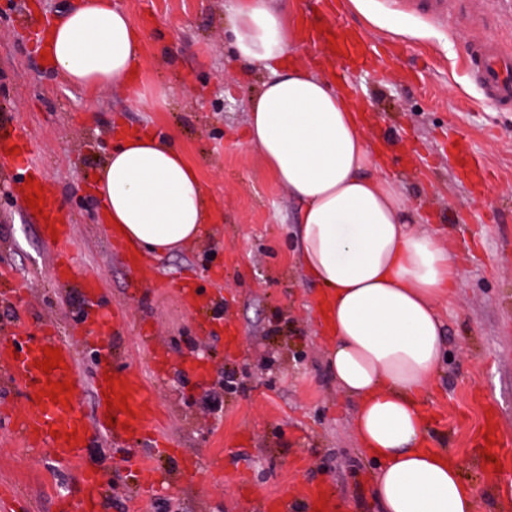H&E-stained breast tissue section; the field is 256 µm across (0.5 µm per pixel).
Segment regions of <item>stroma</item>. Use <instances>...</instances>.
<instances>
[{
	"label": "stroma",
	"instance_id": "35a3bbf8",
	"mask_svg": "<svg viewBox=\"0 0 512 512\" xmlns=\"http://www.w3.org/2000/svg\"><path fill=\"white\" fill-rule=\"evenodd\" d=\"M15 2L0 0V115L36 135L59 221L98 280L107 313L118 316V360L142 375L176 451L148 452L156 486L141 499L125 468L130 442L97 439L77 467L59 468L0 426V500L13 512H59L60 497L76 495L81 470L93 468L107 480V512H159L164 502L168 512H258L262 497L296 493L304 482L331 484L354 512H376V466L355 440V404L327 370L317 324L322 290L296 261L303 206L246 141L247 110L265 75L235 58L224 30L227 0H118L142 32L141 73L152 91L143 102L131 92L69 85L42 56L37 32L79 0H28L30 29L19 25ZM334 3L349 29L395 46L396 56L347 74L345 83L370 117L368 137L393 145L385 177L463 259L462 286L439 308L450 359L426 407L440 422L437 442L482 488L489 472L474 448L483 416L512 435V109L485 103L467 50L486 37L512 52V0H465L442 21L403 0H372L390 20L425 29L418 38L368 27L346 0ZM119 124L171 135L198 168L214 211L200 242L143 258L138 269L109 234L93 193ZM458 139L492 173L482 192L455 167ZM11 168L0 157V270L15 274L36 321L76 344L78 369L91 378L97 355L84 341L90 327L78 322L82 300L58 284L50 244L24 211ZM188 277L198 280L207 317L181 301ZM158 352L167 359L161 375ZM197 361L206 377L192 373ZM215 457L223 468L210 467ZM188 458L201 471L183 484L175 476Z\"/></svg>",
	"mask_w": 512,
	"mask_h": 512
}]
</instances>
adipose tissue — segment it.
<instances>
[{"mask_svg":"<svg viewBox=\"0 0 512 512\" xmlns=\"http://www.w3.org/2000/svg\"><path fill=\"white\" fill-rule=\"evenodd\" d=\"M224 20L236 58L266 73L248 140L303 204L297 258L323 290L328 365L356 400L353 432L378 468L379 512H479L477 485L432 447L423 403L447 356L438 305L462 286L460 255L382 175L363 107L337 86L332 64L297 56L292 7L231 0ZM43 49L72 85L147 95L134 75L141 33L115 0H83L57 16ZM94 192L116 239L153 255L197 243L211 221L197 167L171 137L146 130L116 128Z\"/></svg>","mask_w":512,"mask_h":512,"instance_id":"adipose-tissue-1","label":"adipose tissue"}]
</instances>
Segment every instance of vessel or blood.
<instances>
[{"label": "vessel or blood", "mask_w": 512, "mask_h": 512, "mask_svg": "<svg viewBox=\"0 0 512 512\" xmlns=\"http://www.w3.org/2000/svg\"><path fill=\"white\" fill-rule=\"evenodd\" d=\"M333 52L337 63H355L370 66L372 57L363 51L352 34L337 39ZM477 64L474 76L489 105L512 104V55L496 53L490 42L474 46ZM34 140L21 124L0 123V154H11L12 176L16 179L33 178L43 189L42 208L46 215L40 229L49 237L55 260L67 282L79 288L83 297L84 318L100 319L103 294L97 281L87 269L72 258L73 241L65 225L55 218L56 198L44 189V179L34 165ZM459 171L474 188H482L490 178L486 166L473 163L468 146L458 142L455 148ZM0 298L9 300L15 315L4 334L0 335V364L7 367L11 389L25 395L26 405L15 416H8L21 441L28 447L48 449L52 461L67 467L80 460L87 447L101 435L155 443V403L141 379L130 370L114 365L112 346L108 340H95L99 362L91 381H84L73 347L52 328L35 324L19 289L0 291ZM58 349L62 362L57 369L45 373L38 364L43 361L45 348ZM71 383L72 391L53 392L56 383ZM91 384L96 396L94 415H86L79 405L84 384ZM126 400V408H119V400ZM105 478L97 470H84L81 474V491L78 497L67 499L65 512H103ZM335 512L336 494L325 483L306 485L302 498L285 495L263 499V512Z\"/></svg>", "instance_id": "1"}]
</instances>
